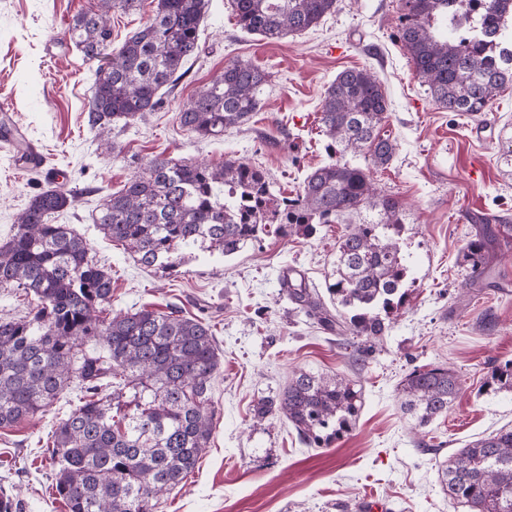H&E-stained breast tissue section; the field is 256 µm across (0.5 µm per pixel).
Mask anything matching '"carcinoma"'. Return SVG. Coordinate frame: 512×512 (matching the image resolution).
Masks as SVG:
<instances>
[{"label":"carcinoma","mask_w":512,"mask_h":512,"mask_svg":"<svg viewBox=\"0 0 512 512\" xmlns=\"http://www.w3.org/2000/svg\"><path fill=\"white\" fill-rule=\"evenodd\" d=\"M337 0H232L238 25L268 40L316 26ZM141 0H93L65 37L82 53L92 83L90 132L109 152L112 130L143 120L159 92L174 88L185 64L199 56L198 29L208 0H157L154 14L112 47L111 12L136 11ZM400 39L415 77L450 112H483L512 87V56L492 59L496 44L512 46V0H403ZM479 10L471 44L456 38L455 18ZM270 73L232 61L180 110L189 132L212 138L247 122L260 109ZM389 109L383 84L365 68L340 72L328 86L320 123L336 160L311 171L293 198L275 194L268 173L239 159L220 165L155 157L123 188L103 199L94 224L143 266L179 272L191 251L228 257L275 224L284 237L310 238L319 224H343L328 309L305 282L283 288L319 328L360 341L374 352L392 314L407 298L401 236L404 208L378 189L369 171L344 160L363 155L378 169L397 141L382 133ZM72 203L61 186L34 195L0 243V286L34 297L28 316L0 318V428L45 413L65 389L83 398L58 422L45 448L55 493L68 512H155L209 447L215 409L210 390L220 368L211 326L178 311L141 307L110 315L111 270L86 239L53 219ZM499 228L486 226L460 251L467 289L487 288ZM460 377L429 363L402 380L401 405L421 434L448 413ZM512 392V360L494 362L481 386ZM362 391L345 376L300 370L275 397L254 405L259 419L288 418L310 447L350 433ZM442 491L470 512H512V427L460 448L439 469Z\"/></svg>","instance_id":"obj_1"}]
</instances>
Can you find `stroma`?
<instances>
[{
	"label": "stroma",
	"instance_id": "stroma-1",
	"mask_svg": "<svg viewBox=\"0 0 512 512\" xmlns=\"http://www.w3.org/2000/svg\"><path fill=\"white\" fill-rule=\"evenodd\" d=\"M89 0H0V105L9 106L30 141L75 196L56 217L71 225L112 273V308L144 306L205 319L215 333L220 370L210 392L215 429L196 469L161 499L156 512H466L449 501L438 464L458 448L512 426V393L479 386L491 361L512 360V233L498 252L495 286L463 290V244L484 224L512 225V88L477 114L451 112L416 78L396 35L402 0H338L335 12L278 42L240 29L230 0H210L201 22L199 58L145 120L113 133L105 152L88 132L90 74L61 31ZM242 60L269 71L261 108L223 137L203 139L182 128L178 112L223 70ZM364 67L381 79L389 102L382 126L398 144L379 189L398 198L411 268L410 300L365 362L352 359L339 336L324 332L287 298L281 279L292 271L325 292L336 269L344 227L320 225L314 237L273 233L232 257L213 254L172 275L137 264L105 238L92 216L148 159L165 155L213 164L240 159L262 166L276 193L294 196L306 174L327 163L319 109L341 71ZM45 170L23 169L0 151V240L16 215L47 188ZM455 370L464 392L430 427L423 447L398 388L415 367ZM299 370L358 381L363 407L352 432L327 448L301 443L285 417L257 420L253 408L276 396ZM81 396L60 395L51 411L0 429V492L22 512H68L54 494L45 460L48 432Z\"/></svg>",
	"mask_w": 512,
	"mask_h": 512
}]
</instances>
